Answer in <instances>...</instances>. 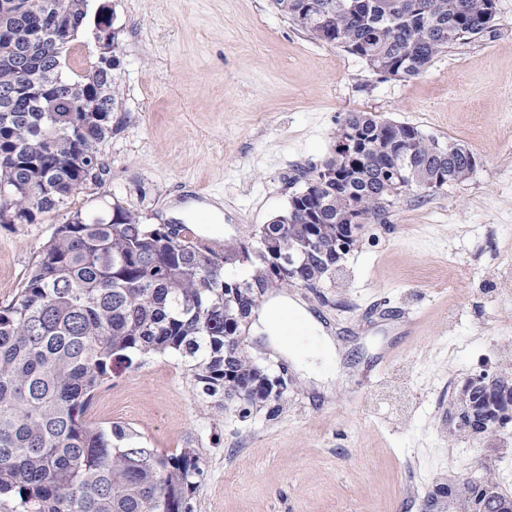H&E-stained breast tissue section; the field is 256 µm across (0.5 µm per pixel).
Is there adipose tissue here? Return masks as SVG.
<instances>
[{
  "label": "adipose tissue",
  "mask_w": 512,
  "mask_h": 512,
  "mask_svg": "<svg viewBox=\"0 0 512 512\" xmlns=\"http://www.w3.org/2000/svg\"><path fill=\"white\" fill-rule=\"evenodd\" d=\"M286 312L298 319L313 344V351L309 354L296 347L288 352L300 378L305 381L317 380L321 377L323 367H339L344 350L341 342L327 335L313 315L287 295L278 294L265 302L261 307L259 322L268 333H276L280 317Z\"/></svg>",
  "instance_id": "ef3b65f1"
}]
</instances>
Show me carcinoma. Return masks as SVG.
<instances>
[{
	"instance_id": "1",
	"label": "carcinoma",
	"mask_w": 512,
	"mask_h": 512,
	"mask_svg": "<svg viewBox=\"0 0 512 512\" xmlns=\"http://www.w3.org/2000/svg\"><path fill=\"white\" fill-rule=\"evenodd\" d=\"M309 39L344 48L377 75L409 79L453 45L490 31L495 0H271ZM0 223L32 224L86 184L101 183L100 145L123 89L112 26V67L66 72L86 0H0ZM26 85L14 89L18 68ZM83 98L89 112H73ZM348 161L310 172L284 214L217 251L185 224L152 227L118 202L58 225L18 296L0 306V512H192L203 475L192 448H150L132 429L84 419L119 366L170 353L200 393L244 392L280 410L287 394L237 337L271 288H321L340 270L330 236L357 237L404 191L467 179L465 146L373 112H351ZM293 253L301 276H279L274 253ZM247 262L248 280L225 273ZM461 512H509L489 473L460 492Z\"/></svg>"
}]
</instances>
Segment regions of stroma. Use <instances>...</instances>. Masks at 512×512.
Returning a JSON list of instances; mask_svg holds the SVG:
<instances>
[{
    "label": "stroma",
    "instance_id": "obj_1",
    "mask_svg": "<svg viewBox=\"0 0 512 512\" xmlns=\"http://www.w3.org/2000/svg\"><path fill=\"white\" fill-rule=\"evenodd\" d=\"M102 4L123 27L124 90L102 181L39 223H0V306L77 212L116 201L217 250L258 230L333 155L350 112L464 145L476 167L400 196L326 287L288 289L345 347L351 377L331 394L299 382L289 328L274 346L249 324L246 350L288 387L277 414L240 419L234 403L200 396L183 358L156 354L96 390L86 420L131 427L164 452L196 449L193 512H448L435 489L482 479L481 459L512 496V423L478 441L448 432L465 379L506 370L512 348V0H496L492 32L406 80L309 39L270 0H88L89 12ZM189 199L221 201L223 223L169 216Z\"/></svg>",
    "mask_w": 512,
    "mask_h": 512
}]
</instances>
